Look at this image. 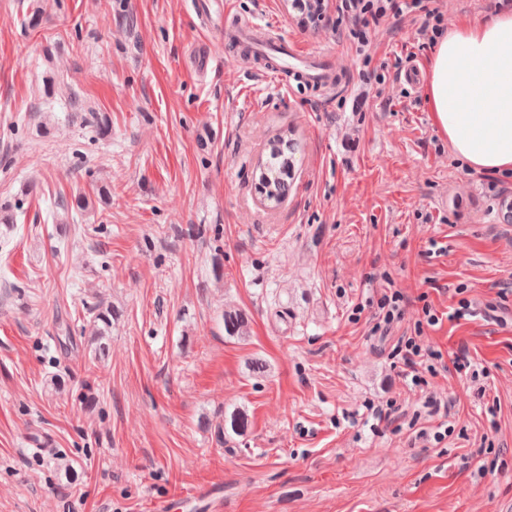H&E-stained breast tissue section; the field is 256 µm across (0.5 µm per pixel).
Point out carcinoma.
<instances>
[{
	"instance_id": "obj_1",
	"label": "carcinoma",
	"mask_w": 512,
	"mask_h": 512,
	"mask_svg": "<svg viewBox=\"0 0 512 512\" xmlns=\"http://www.w3.org/2000/svg\"><path fill=\"white\" fill-rule=\"evenodd\" d=\"M269 159L260 163L256 169L257 185L263 203L271 207L283 204L288 198L291 181L294 179L295 144L281 136L267 143ZM113 311L100 309L94 315L93 328L97 336L112 324ZM224 333L228 336L247 335L248 322L241 312L226 311L223 314ZM249 427V418L240 411H234L225 420L224 428L235 434L245 432Z\"/></svg>"
}]
</instances>
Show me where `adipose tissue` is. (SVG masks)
<instances>
[{"label": "adipose tissue", "instance_id": "obj_1", "mask_svg": "<svg viewBox=\"0 0 512 512\" xmlns=\"http://www.w3.org/2000/svg\"><path fill=\"white\" fill-rule=\"evenodd\" d=\"M426 102L471 169L512 172V11L452 26L436 40Z\"/></svg>", "mask_w": 512, "mask_h": 512}]
</instances>
